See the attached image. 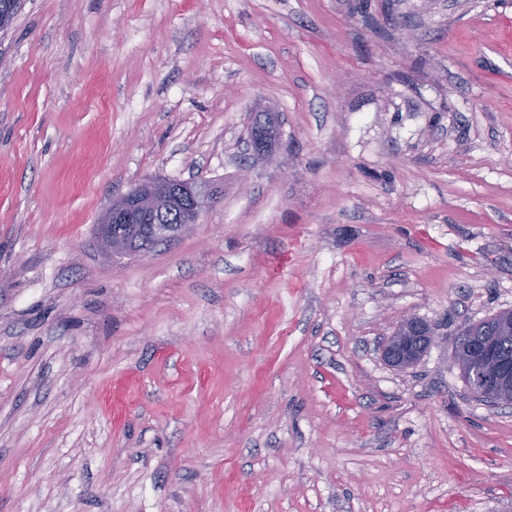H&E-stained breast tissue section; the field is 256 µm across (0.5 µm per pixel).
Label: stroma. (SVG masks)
Returning a JSON list of instances; mask_svg holds the SVG:
<instances>
[{
  "label": "stroma",
  "instance_id": "obj_1",
  "mask_svg": "<svg viewBox=\"0 0 512 512\" xmlns=\"http://www.w3.org/2000/svg\"><path fill=\"white\" fill-rule=\"evenodd\" d=\"M156 176L219 194L105 259ZM506 310L512 0H21L0 32V512H512V406L454 364ZM212 196L204 183L150 178L113 200L96 225V233L109 257H146L197 224ZM136 224H152L153 233L140 249L132 251L128 238ZM433 334L428 324L413 320L405 330L398 329L382 348L385 363L397 369L413 365L433 343Z\"/></svg>",
  "mask_w": 512,
  "mask_h": 512
}]
</instances>
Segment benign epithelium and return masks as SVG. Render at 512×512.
<instances>
[{"label": "benign epithelium", "mask_w": 512, "mask_h": 512, "mask_svg": "<svg viewBox=\"0 0 512 512\" xmlns=\"http://www.w3.org/2000/svg\"><path fill=\"white\" fill-rule=\"evenodd\" d=\"M251 147L258 157L271 152L264 128L250 134ZM213 193L203 183L174 182L154 177L143 181L127 194L112 201L101 216L96 233L105 253L117 256L146 257L152 251L179 237L198 223ZM433 343L428 324L414 320L405 330H397L382 348L385 363L397 369L413 365ZM467 353L475 363L494 364V387L470 369H465L471 393L490 403L501 401L512 392V361L498 356L492 341L483 337H465Z\"/></svg>", "instance_id": "1"}]
</instances>
